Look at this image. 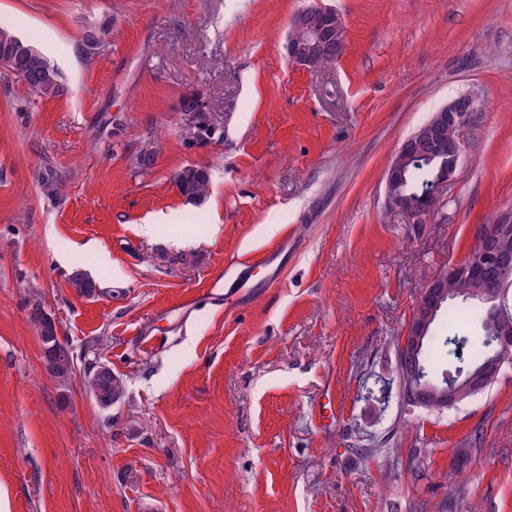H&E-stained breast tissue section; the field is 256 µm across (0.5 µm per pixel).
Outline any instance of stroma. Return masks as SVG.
Instances as JSON below:
<instances>
[{
	"label": "stroma",
	"mask_w": 512,
	"mask_h": 512,
	"mask_svg": "<svg viewBox=\"0 0 512 512\" xmlns=\"http://www.w3.org/2000/svg\"><path fill=\"white\" fill-rule=\"evenodd\" d=\"M312 5L344 26L326 68L288 57ZM0 26L65 87L0 68V512H512V367L432 414L395 355L429 281L512 212V0H0ZM189 94L221 140L186 145ZM461 96L440 206L389 209L399 146ZM189 164L211 172L198 202L173 182ZM276 248L225 302L233 263ZM35 302L77 357L67 384ZM91 363L123 381L111 408ZM30 320L38 329L42 344L43 363L49 375L57 379H67L73 372L74 363L67 361L55 348V321L44 313L39 304H34Z\"/></svg>",
	"instance_id": "1"
}]
</instances>
